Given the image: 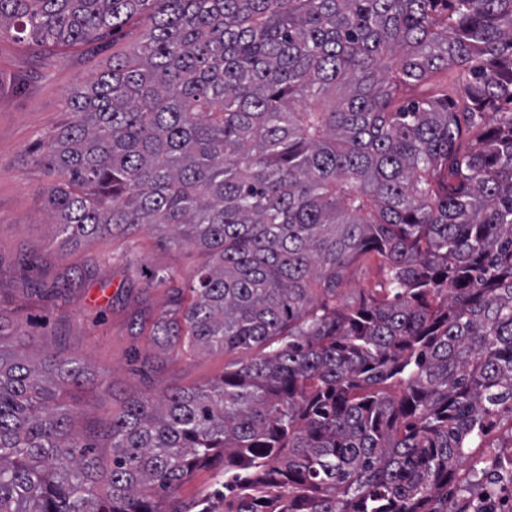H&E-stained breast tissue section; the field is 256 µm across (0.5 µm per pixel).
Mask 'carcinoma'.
Here are the masks:
<instances>
[{"label":"carcinoma","mask_w":512,"mask_h":512,"mask_svg":"<svg viewBox=\"0 0 512 512\" xmlns=\"http://www.w3.org/2000/svg\"><path fill=\"white\" fill-rule=\"evenodd\" d=\"M140 16L42 150L49 223L197 247L154 338L254 355L127 400L103 483L87 367L0 322V512H184L200 470L192 512H496L454 478L512 413V0H0L42 51ZM353 271L349 275L346 288H379L377 285L380 276L377 273L375 260H370L362 265L353 266ZM213 483L212 472L206 470L200 471L179 488L176 497L179 502L191 505L205 491L213 490L216 487Z\"/></svg>","instance_id":"carcinoma-1"}]
</instances>
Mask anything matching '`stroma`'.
I'll list each match as a JSON object with an SVG mask.
<instances>
[{"label":"stroma","mask_w":512,"mask_h":512,"mask_svg":"<svg viewBox=\"0 0 512 512\" xmlns=\"http://www.w3.org/2000/svg\"><path fill=\"white\" fill-rule=\"evenodd\" d=\"M139 19L116 40L42 53L0 34V319L20 326L33 348L62 350L113 385L67 389L75 428L95 443L100 468L111 465L112 416L131 396L190 389L221 377L239 351L171 355L156 345L151 324L170 304L167 289L149 286L151 272L186 280L205 261L199 250L171 249L154 229L60 245L46 222L50 176L38 146L68 118L72 90L103 71L113 47L135 42Z\"/></svg>","instance_id":"35a3bbf8"}]
</instances>
